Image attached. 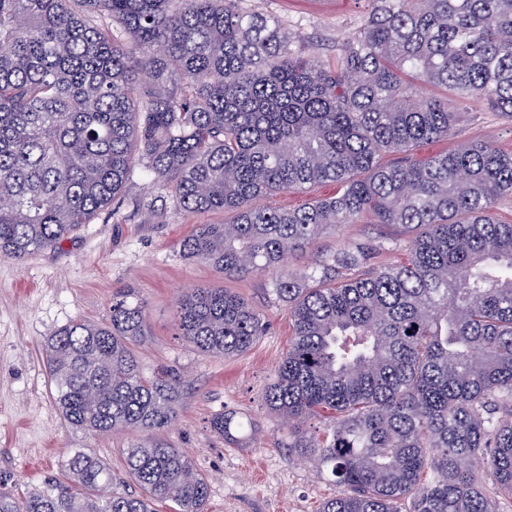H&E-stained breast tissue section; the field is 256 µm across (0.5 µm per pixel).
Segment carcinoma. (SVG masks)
<instances>
[{"label": "carcinoma", "instance_id": "cac0c4a2", "mask_svg": "<svg viewBox=\"0 0 512 512\" xmlns=\"http://www.w3.org/2000/svg\"><path fill=\"white\" fill-rule=\"evenodd\" d=\"M353 37L323 63L300 32L244 0H0V254L57 246L116 210L134 164L199 224L183 256L230 278L264 276L292 336L264 404L288 447L343 487L320 512H497L479 483L512 495V155L476 140L424 160L451 135L452 102L473 96L512 117V0H368ZM434 89L431 94L421 87ZM406 156L389 164L384 155ZM336 185L288 210L281 191ZM406 238L359 245L303 271L287 267L327 229L363 217ZM403 261L371 263L373 252ZM178 336L227 358L267 331L226 288L176 300ZM143 302L112 301L109 322L75 320L45 344L63 418L105 435L158 433L180 382L136 354ZM311 419L323 428L310 432ZM228 435L253 428L214 416ZM141 494L112 491L90 451L69 476L0 497V512H205L209 483L162 440L128 450Z\"/></svg>", "mask_w": 512, "mask_h": 512}]
</instances>
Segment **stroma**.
Segmentation results:
<instances>
[{"label":"stroma","mask_w":512,"mask_h":512,"mask_svg":"<svg viewBox=\"0 0 512 512\" xmlns=\"http://www.w3.org/2000/svg\"><path fill=\"white\" fill-rule=\"evenodd\" d=\"M246 6L300 30V49L321 62L335 58L368 9L366 0H247ZM455 109L460 117L451 136L421 146L419 156L472 140L512 154V118L478 97ZM140 198L154 200L151 216L134 208ZM123 200L119 221L100 218L82 225L57 247L21 262L0 255V495L20 498L49 480L65 479L69 460L87 450L111 466L118 491L136 492L125 472L126 452L156 436L96 435L67 424L51 394L44 354L53 331L76 319L107 322L113 296L130 290L146 305L148 333L137 347L144 371L172 369L182 378L178 417L158 437L209 475L206 512H319L340 487L320 480L313 460L286 448L287 432L262 401L288 349L285 306L269 296L267 278H227L181 255V243L196 225L224 224L232 213H177L138 171ZM400 233L397 227L349 224L320 235L289 265L301 269L346 246ZM199 284L245 298L267 317L266 335L232 359L183 342L174 326L175 301ZM225 410L252 417L256 435L231 442L214 432L210 420Z\"/></svg>","instance_id":"obj_1"}]
</instances>
